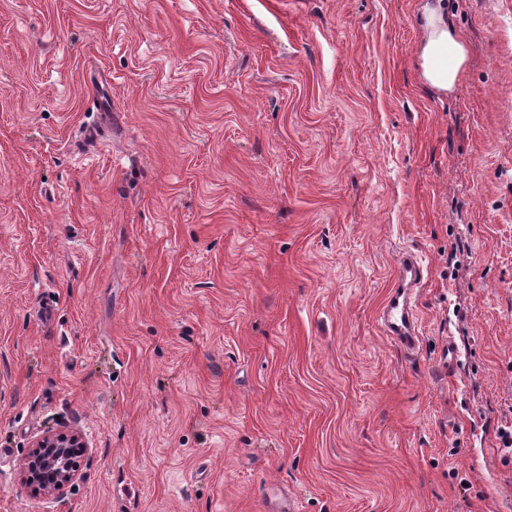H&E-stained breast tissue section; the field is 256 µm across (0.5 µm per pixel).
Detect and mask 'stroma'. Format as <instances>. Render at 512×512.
<instances>
[{"instance_id":"35a3bbf8","label":"stroma","mask_w":512,"mask_h":512,"mask_svg":"<svg viewBox=\"0 0 512 512\" xmlns=\"http://www.w3.org/2000/svg\"><path fill=\"white\" fill-rule=\"evenodd\" d=\"M419 5L0 0V512H512V0ZM418 70L420 81L440 93H451L469 64L470 52L444 0H425L420 11ZM422 287L421 256L403 254L397 260L395 283L381 307L379 320L384 335L408 355H413L419 345L416 302ZM78 448H84V443L76 431L44 436L35 443L25 462L30 480L48 492L62 490L77 475Z\"/></svg>"}]
</instances>
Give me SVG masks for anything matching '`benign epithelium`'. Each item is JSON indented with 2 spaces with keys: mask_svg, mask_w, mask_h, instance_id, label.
<instances>
[{
  "mask_svg": "<svg viewBox=\"0 0 512 512\" xmlns=\"http://www.w3.org/2000/svg\"><path fill=\"white\" fill-rule=\"evenodd\" d=\"M82 447V437L76 431L44 436L35 443L25 462L30 480L49 492L62 490L77 475L76 456Z\"/></svg>",
  "mask_w": 512,
  "mask_h": 512,
  "instance_id": "1",
  "label": "benign epithelium"
}]
</instances>
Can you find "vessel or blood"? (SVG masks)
<instances>
[{"mask_svg": "<svg viewBox=\"0 0 512 512\" xmlns=\"http://www.w3.org/2000/svg\"><path fill=\"white\" fill-rule=\"evenodd\" d=\"M423 286L422 258L406 253L397 260L396 279L379 320L382 331L406 354H414L419 345V324L416 302Z\"/></svg>", "mask_w": 512, "mask_h": 512, "instance_id": "obj_1", "label": "vessel or blood"}]
</instances>
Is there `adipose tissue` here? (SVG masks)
<instances>
[{
    "label": "adipose tissue",
    "mask_w": 512,
    "mask_h": 512,
    "mask_svg": "<svg viewBox=\"0 0 512 512\" xmlns=\"http://www.w3.org/2000/svg\"><path fill=\"white\" fill-rule=\"evenodd\" d=\"M419 29L417 59L421 82L440 93L452 92L469 64L470 52L445 0H425Z\"/></svg>",
    "instance_id": "ef3b65f1"
}]
</instances>
